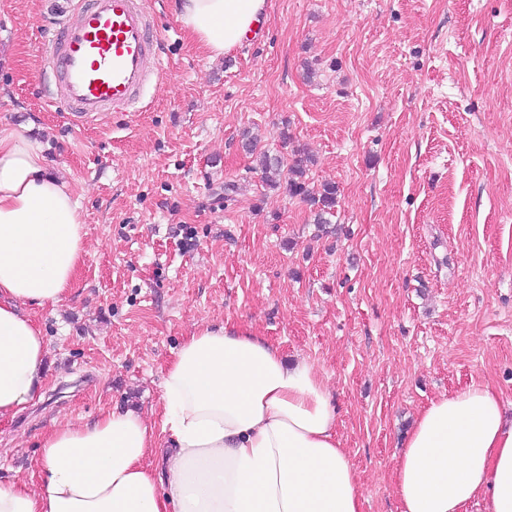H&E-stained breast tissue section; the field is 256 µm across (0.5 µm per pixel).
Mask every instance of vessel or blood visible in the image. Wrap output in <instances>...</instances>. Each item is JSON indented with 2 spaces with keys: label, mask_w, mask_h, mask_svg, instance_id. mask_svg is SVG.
I'll return each instance as SVG.
<instances>
[{
  "label": "vessel or blood",
  "mask_w": 512,
  "mask_h": 512,
  "mask_svg": "<svg viewBox=\"0 0 512 512\" xmlns=\"http://www.w3.org/2000/svg\"><path fill=\"white\" fill-rule=\"evenodd\" d=\"M59 19L44 42L49 79L58 81L57 108L84 122L99 112L138 111L150 89L159 19L142 0H80L60 4Z\"/></svg>",
  "instance_id": "b4317fda"
}]
</instances>
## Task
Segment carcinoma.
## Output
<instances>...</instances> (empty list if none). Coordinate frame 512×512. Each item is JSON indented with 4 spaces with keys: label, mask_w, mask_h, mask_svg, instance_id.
Listing matches in <instances>:
<instances>
[{
    "label": "carcinoma",
    "mask_w": 512,
    "mask_h": 512,
    "mask_svg": "<svg viewBox=\"0 0 512 512\" xmlns=\"http://www.w3.org/2000/svg\"><path fill=\"white\" fill-rule=\"evenodd\" d=\"M311 163V157L301 152L294 154L289 165L282 157L266 151L260 153L259 158L265 185L272 190L282 187L289 195L300 197L313 208L314 223L325 225L330 223L329 216L333 215L336 206V186L327 183L318 192L310 190L306 176Z\"/></svg>",
    "instance_id": "carcinoma-1"
}]
</instances>
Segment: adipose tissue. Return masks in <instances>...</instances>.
Instances as JSON below:
<instances>
[{
    "mask_svg": "<svg viewBox=\"0 0 512 512\" xmlns=\"http://www.w3.org/2000/svg\"><path fill=\"white\" fill-rule=\"evenodd\" d=\"M267 0H176L184 31L216 59L240 46ZM84 252L70 184L41 145L0 128V421L43 398L47 344L29 310L70 295ZM158 449L132 408L42 433L36 480L0 482V512H362L316 367L288 363L252 328L204 323L162 385ZM399 512H512V415L487 386L423 409L393 470Z\"/></svg>",
    "mask_w": 512,
    "mask_h": 512,
    "instance_id": "adipose-tissue-1",
    "label": "adipose tissue"
}]
</instances>
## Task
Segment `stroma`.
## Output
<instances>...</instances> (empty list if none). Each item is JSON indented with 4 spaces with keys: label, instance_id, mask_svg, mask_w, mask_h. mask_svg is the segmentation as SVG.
Listing matches in <instances>:
<instances>
[{
    "label": "stroma",
    "instance_id": "stroma-1",
    "mask_svg": "<svg viewBox=\"0 0 512 512\" xmlns=\"http://www.w3.org/2000/svg\"><path fill=\"white\" fill-rule=\"evenodd\" d=\"M144 2L164 28L145 107L76 124L39 79L48 0H0V128L42 145L85 233L67 302L35 312L49 387L0 423V481L54 423L159 425L182 339L231 321L320 370L364 512H398L420 410L473 384L512 405V0H268L214 61L174 0ZM246 132L309 153L311 187L337 188L327 228L263 186Z\"/></svg>",
    "mask_w": 512,
    "mask_h": 512
}]
</instances>
